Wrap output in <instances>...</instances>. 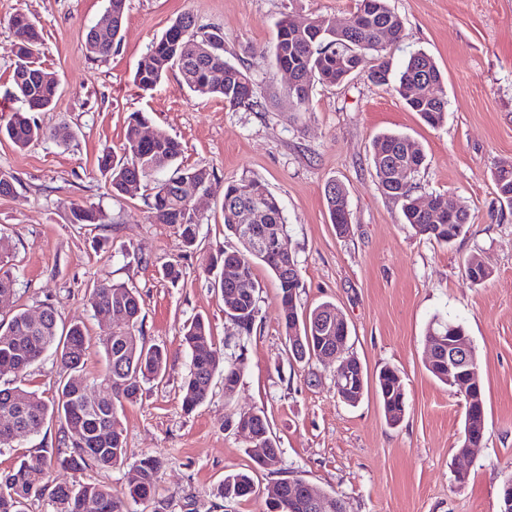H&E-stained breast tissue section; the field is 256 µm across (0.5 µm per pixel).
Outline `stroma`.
Wrapping results in <instances>:
<instances>
[{
  "mask_svg": "<svg viewBox=\"0 0 512 512\" xmlns=\"http://www.w3.org/2000/svg\"><path fill=\"white\" fill-rule=\"evenodd\" d=\"M356 0H127L120 46L91 58L85 35L105 14L106 0H0V92L16 62L11 17L34 15L43 27L40 59L61 83L53 109L38 113L44 127L69 126L65 142L44 140L25 150L0 141V168L14 174L17 191L0 197V234L12 250L15 295L0 315L22 309L38 315L53 305L61 327L83 324L91 338L83 368L103 374L99 345L110 326L94 314L88 295L101 280L127 283L141 294L142 340L168 353L162 380L144 385L120 414L126 441L122 464L105 470L53 469L56 484L101 482L124 493L128 466L161 457L155 499L129 503V512H267L265 489L300 478L343 499L347 512H500L501 488L512 476V206L493 180L512 162V0H390L404 37L387 47L393 68L422 51L444 77L439 96L447 116L437 127L410 111L392 89L357 73L338 86L314 85L305 111H295L288 76L272 61L275 23L282 13L302 20L319 14L351 17ZM224 31V56L247 67L259 107H231L223 98L200 99L179 86L178 72L155 89L133 82L151 43L184 13ZM181 142L187 166L213 171L210 194L196 198L198 234L186 246L176 227L154 223L143 196L108 194L97 167L103 151L121 155L130 113ZM400 132L419 141L424 166L412 184L420 200L444 195L470 214L463 233L445 245L417 234L402 219L401 203L376 178L375 139ZM265 181L286 217L297 261V311L329 301L350 327L349 346L368 375L396 369L406 413L389 425L375 391L350 406L336 394V365L299 363L288 353L277 285L263 265L260 313L246 341V369L232 399L222 376L197 411L182 407L181 386L190 356L183 326L208 319L224 353L237 337L207 267L211 254L237 248L224 232V184L240 177ZM335 180L347 192L350 229L338 235L324 196ZM103 212L104 223L74 224L72 204ZM478 257L492 272L482 286L464 262ZM179 280L164 274L167 265ZM462 323L472 339L484 392L485 446L473 460L458 459L465 400L440 383L424 361L425 330L433 317ZM264 411L281 450L278 471L253 469L243 435L227 416ZM57 419L39 432L0 448V469L19 453L57 447ZM251 470L255 492L246 499L216 497L225 475ZM468 478L460 483L457 470Z\"/></svg>",
  "mask_w": 512,
  "mask_h": 512,
  "instance_id": "stroma-1",
  "label": "stroma"
}]
</instances>
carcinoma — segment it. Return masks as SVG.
<instances>
[{
  "mask_svg": "<svg viewBox=\"0 0 512 512\" xmlns=\"http://www.w3.org/2000/svg\"><path fill=\"white\" fill-rule=\"evenodd\" d=\"M369 2L371 9L360 16L361 6ZM126 0H108L116 24L112 38L100 37L89 28L85 36V50L95 59H105L121 41V29ZM356 36L336 31V19L314 16L302 31L293 28L291 16L285 14L277 22L276 41L272 56L276 65L296 72L299 82L293 89L298 108L306 106L316 83L336 85L345 80L349 72L351 49L361 52L359 70L379 85H391L401 97L414 74L425 72L434 82H442V75L433 59L422 52L412 54L403 67L394 71L385 60V48L379 46L382 28L391 32L388 43L401 40L403 20L390 7L389 0H357ZM18 45L17 61L10 87L4 95L27 105L24 111L15 110L6 124L0 126V136L25 149L31 144L52 138L62 142L72 137L68 126L61 125L52 131L44 130L31 116L33 112L47 111L55 102L59 82L45 80L44 69L38 61L42 44V30L29 14L19 11L10 20ZM224 69V81L217 83L210 76L215 67ZM178 71L181 85L199 98L219 96L231 107L257 104V85L248 70L224 57V33L221 29L197 24L190 14L177 17L165 32L155 39L146 55L139 62L134 83L142 90H152L171 71ZM410 110L419 113L430 126H439L446 118V103L431 98L429 89H423L420 98L407 102ZM150 124L141 112H133L127 119L123 154L120 160L106 151L98 157V168L109 181L112 195H129L128 188L135 186L145 191V201L151 217L157 224H174L186 245L196 240L198 220L179 194V183L192 179L208 191L214 178L205 167H177L182 155L181 143L166 132L158 130L152 141L143 140V128ZM425 153L415 139L402 134H386L374 143L373 165L379 186L387 196L402 201L404 223L417 233L441 243L456 239L468 224V214L462 210L448 212L421 211L411 195V185L423 166ZM407 167L411 174L403 183L391 178V169ZM174 168L171 175L163 172ZM494 181L498 194H512V164L497 168ZM260 197L259 209L253 224H280L283 228L279 250L268 256L253 254L245 247L232 251L223 250L209 257L208 267L224 269V260L231 253L239 255L243 278L227 287L218 280L220 293L233 295V309L224 310L229 320L239 324L240 335L248 339L253 334L259 314L260 283L254 265H265L274 276L279 290L283 324L288 336H300V342H288L290 356L298 362L312 359V353L321 346L341 336L349 329L339 325L326 330L314 325V318L328 309H336L324 302L303 316H298L296 298L299 288L298 275L287 276L281 268L296 263L289 245L287 224L277 198L257 178L231 180L224 184V228L231 236L234 229V209L244 204L247 195ZM72 224H99L105 215L91 206L75 205L70 209ZM11 251L9 238L0 236V295L13 294L17 277L6 268ZM89 304L94 312L121 309L125 321L112 335L100 340L106 367L99 381L89 382L83 370L89 338L85 326L76 323L62 334L58 333L56 310L47 305L43 318L34 323L29 313L17 310L8 319L0 321V378L17 379L48 352H53L60 371L55 397L45 399L35 392L18 386L0 387V415L9 413L15 419L19 434L39 432L45 420L56 417L61 423V443L64 448H41L19 456L15 466L0 472V512H25L29 501H48L54 512H127L126 499L148 501L155 493L158 474L163 460L146 456L129 467L124 474L126 497L112 494V489L97 482L71 486L53 485L50 472L53 465L75 472L86 469H108L123 462L125 439L119 419V410L126 402L135 401L144 384L161 377L167 366V351L159 346H146L141 342L142 320L139 292L123 283L103 280L89 294ZM183 345L191 356V367L182 386V407L187 413L200 408L209 397L215 374L223 376L224 384L241 381L245 370L243 354L227 359L212 336L209 323L202 318L192 320L185 328ZM98 389L96 406L87 407L83 397L88 387ZM376 390L382 401L386 420L399 424L405 416V393L399 373L386 367L376 378ZM259 442L270 440L266 417H257L247 423ZM487 422H472L469 435L463 441L471 448L485 447ZM260 468L274 472L281 462L277 445L270 446L264 459L253 458ZM255 492L253 478L247 472L227 475L219 485L221 498H246ZM268 512H313L303 480L293 484L283 479L267 488Z\"/></svg>",
  "mask_w": 512,
  "mask_h": 512,
  "instance_id": "carcinoma-1",
  "label": "carcinoma"
}]
</instances>
